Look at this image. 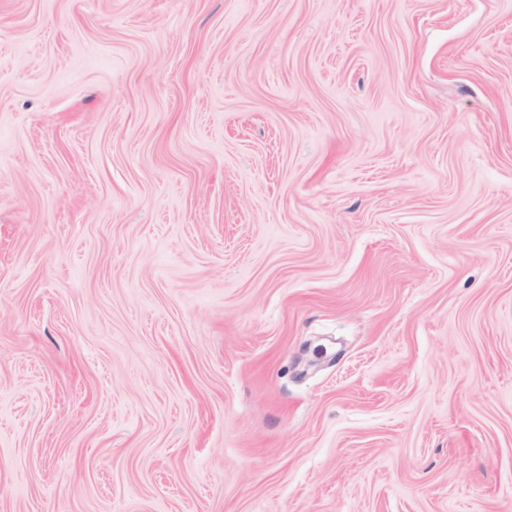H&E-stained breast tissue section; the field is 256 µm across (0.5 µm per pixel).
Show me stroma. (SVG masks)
Returning <instances> with one entry per match:
<instances>
[{
  "instance_id": "35a3bbf8",
  "label": "stroma",
  "mask_w": 512,
  "mask_h": 512,
  "mask_svg": "<svg viewBox=\"0 0 512 512\" xmlns=\"http://www.w3.org/2000/svg\"><path fill=\"white\" fill-rule=\"evenodd\" d=\"M0 512H512V0H0Z\"/></svg>"
}]
</instances>
